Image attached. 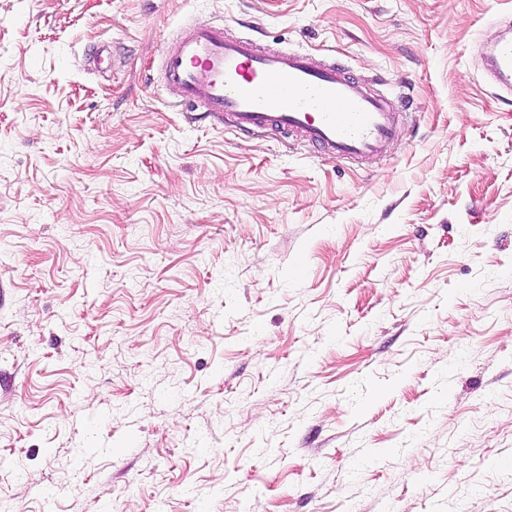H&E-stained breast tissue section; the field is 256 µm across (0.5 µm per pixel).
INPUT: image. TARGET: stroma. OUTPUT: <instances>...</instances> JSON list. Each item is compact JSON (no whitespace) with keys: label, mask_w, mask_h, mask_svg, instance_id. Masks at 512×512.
I'll list each match as a JSON object with an SVG mask.
<instances>
[{"label":"stroma","mask_w":512,"mask_h":512,"mask_svg":"<svg viewBox=\"0 0 512 512\" xmlns=\"http://www.w3.org/2000/svg\"><path fill=\"white\" fill-rule=\"evenodd\" d=\"M511 9L0 0V512H512ZM188 21L396 93V142L187 121ZM486 81L501 93L512 94V37L505 36L483 55Z\"/></svg>","instance_id":"1"}]
</instances>
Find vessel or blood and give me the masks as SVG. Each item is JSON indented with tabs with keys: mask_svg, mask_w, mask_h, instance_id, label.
Returning a JSON list of instances; mask_svg holds the SVG:
<instances>
[{
	"mask_svg": "<svg viewBox=\"0 0 512 512\" xmlns=\"http://www.w3.org/2000/svg\"><path fill=\"white\" fill-rule=\"evenodd\" d=\"M500 24L509 34L484 53V72L511 95L512 19ZM161 77L180 89L187 119L201 113L241 132L287 133L339 162H376L395 140L391 97L317 57L228 37L220 23L185 25L164 53Z\"/></svg>",
	"mask_w": 512,
	"mask_h": 512,
	"instance_id": "vessel-or-blood-1",
	"label": "vessel or blood"
}]
</instances>
